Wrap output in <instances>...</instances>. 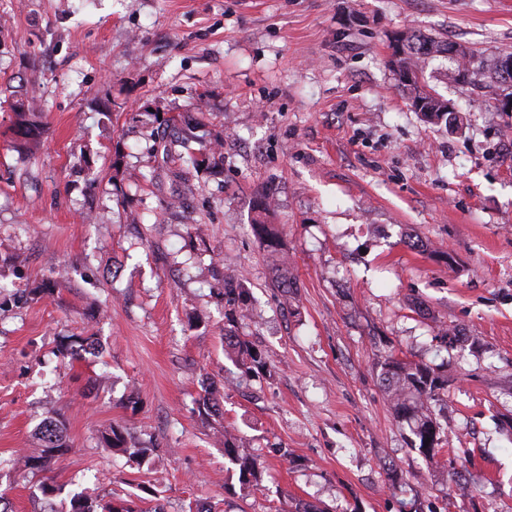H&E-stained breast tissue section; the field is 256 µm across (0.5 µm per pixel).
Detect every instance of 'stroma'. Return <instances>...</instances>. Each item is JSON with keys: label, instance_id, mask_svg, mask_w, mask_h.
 Wrapping results in <instances>:
<instances>
[{"label": "stroma", "instance_id": "35a3bbf8", "mask_svg": "<svg viewBox=\"0 0 512 512\" xmlns=\"http://www.w3.org/2000/svg\"><path fill=\"white\" fill-rule=\"evenodd\" d=\"M405 32L448 37L479 71L512 51V0H0V459L52 416L68 445L0 477L12 512H69L77 493L161 512H512V114L440 58L424 87L462 124L415 111L388 64ZM17 97L43 106L32 156L13 148ZM187 130L197 154L223 136V168L166 158ZM264 193L279 253L250 230ZM228 273L265 367L224 353ZM72 335L96 350L60 360ZM389 354L448 383L437 461L393 414ZM111 427L150 462L103 447ZM245 288L244 280L235 274L224 276V298L230 305H237L239 319L245 317L247 310L244 303ZM224 451L231 457L232 462L238 466L242 483H258L260 481V468L256 457L241 452L237 439L229 433L224 434Z\"/></svg>", "mask_w": 512, "mask_h": 512}]
</instances>
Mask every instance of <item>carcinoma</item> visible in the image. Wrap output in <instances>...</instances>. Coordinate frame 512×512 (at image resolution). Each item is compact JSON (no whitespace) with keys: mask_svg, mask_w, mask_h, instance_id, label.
<instances>
[{"mask_svg":"<svg viewBox=\"0 0 512 512\" xmlns=\"http://www.w3.org/2000/svg\"><path fill=\"white\" fill-rule=\"evenodd\" d=\"M452 45L454 42L442 36L403 33L398 38L400 56L389 60L394 70H406L417 75L413 83H400L398 87L411 101L423 102L424 107L437 117L448 116V100L436 92L425 90L421 84L429 60L442 57L450 61L451 67L444 73V77L450 81L468 82L472 77L471 53L450 56L448 47ZM506 80L512 81V73L503 75L499 70V63H494L485 85L488 99H494L500 85ZM10 108L15 114V134L20 147L29 152L41 136L40 125L35 120L36 107L29 100L17 99L10 103ZM222 148L223 139L219 138L216 140V146L208 148V152L202 154V157L198 158L191 154L185 162L195 169L215 168L224 164ZM251 229L254 236L267 248L276 251L281 246L280 233L275 225L257 222L251 225ZM244 296L243 278L235 274L224 275V298L238 308V314L242 318L247 313ZM224 343L236 354L242 367L264 366L262 354L239 334L237 318L234 316L228 318V329L224 330ZM93 344L94 339L91 336H75L62 345L59 353L65 359L76 360ZM380 366V382L392 399L395 414L400 421L408 425L414 436V439L410 440V448L429 460L434 459L439 453L440 445L447 440L446 427L440 422V413L443 412L444 406L441 390L444 389V384L440 382L434 369L427 364L398 359L390 354ZM103 439L108 447L128 454L139 463L148 458L149 447L127 446L124 434L116 428L104 434ZM38 440L40 448L23 459V467L26 469L46 470L55 455L62 452L65 448L63 421L55 418L46 420L40 429ZM224 451L238 466L243 483L256 484L260 481L261 472L256 457L240 451L237 439L227 432L224 433ZM72 507V512H152L133 501L119 504L92 502L80 493L72 497Z\"/></svg>","mask_w":512,"mask_h":512,"instance_id":"cac0c4a2","label":"carcinoma"}]
</instances>
